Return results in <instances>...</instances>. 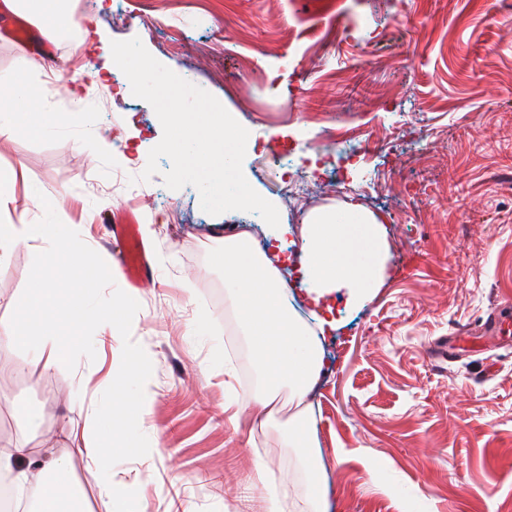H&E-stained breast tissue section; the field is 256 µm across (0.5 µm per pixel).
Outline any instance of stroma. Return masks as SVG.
<instances>
[{"label":"stroma","instance_id":"1","mask_svg":"<svg viewBox=\"0 0 512 512\" xmlns=\"http://www.w3.org/2000/svg\"><path fill=\"white\" fill-rule=\"evenodd\" d=\"M71 23L89 49L55 40L58 58L38 74L52 90L44 108L62 124L40 138L0 134V167L17 172L10 213L34 223L37 194L61 196L59 218L122 288L104 227L132 209L158 283L140 288L127 335L96 344L95 360L74 370L0 344V448L70 454L88 512H126L102 502L71 435L104 436L112 369L134 345L152 359L153 403L135 425L140 453L115 451L111 465L113 480L137 487V512H266L251 486L259 455L287 512L306 507L280 433L247 439L228 430L224 409L225 383L253 391L255 372L240 361L250 347L212 250L230 233L264 242L276 231L244 224L241 211L205 213L194 186L168 189V158L140 181L162 127L146 101L113 94L111 54L112 41L137 37L248 129L243 172L290 226L283 245L312 206L357 203L388 229L383 286L360 309L336 297L340 326L320 338L324 368L308 401L328 512H399L403 499L411 512H512V330L476 333L512 305V0H84ZM29 27L0 22V82L31 59L16 42ZM336 131L376 147L359 164L321 154ZM283 144L310 182L328 169L342 191L285 202V170L269 152ZM47 247L29 236L0 266V331ZM444 336L462 342L438 366L430 349ZM375 458L388 464L380 488Z\"/></svg>","mask_w":512,"mask_h":512}]
</instances>
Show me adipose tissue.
Returning a JSON list of instances; mask_svg holds the SVG:
<instances>
[{
	"label": "adipose tissue",
	"instance_id": "ef3b65f1",
	"mask_svg": "<svg viewBox=\"0 0 512 512\" xmlns=\"http://www.w3.org/2000/svg\"><path fill=\"white\" fill-rule=\"evenodd\" d=\"M0 10L26 17L47 37L58 36L69 24V0H0ZM49 94V87L32 80L29 73L16 75L8 90H0V125L20 127L32 137L46 134L54 125L53 116L41 110ZM215 258L224 268V286L234 301L237 325L258 363L259 390L234 396L233 402L238 412L266 428L275 423L280 397H287L285 443L296 450L307 479L309 512H324L318 482L321 463L314 452L316 420L307 402L322 369L316 342L290 312V282L259 242L245 232L225 237ZM389 259L385 224L373 212L350 203L313 209L305 220L296 267L315 306L318 329L338 326L329 303L332 295H345L352 308L370 301L383 284ZM149 363L145 352L127 354L113 382L105 424L109 436L120 440L127 452L138 449L130 428L149 407L151 395L144 388L129 396L126 380L140 377ZM2 473L14 475L19 486L34 489V512H87L74 497L69 458L52 449L0 448Z\"/></svg>",
	"mask_w": 512,
	"mask_h": 512
}]
</instances>
